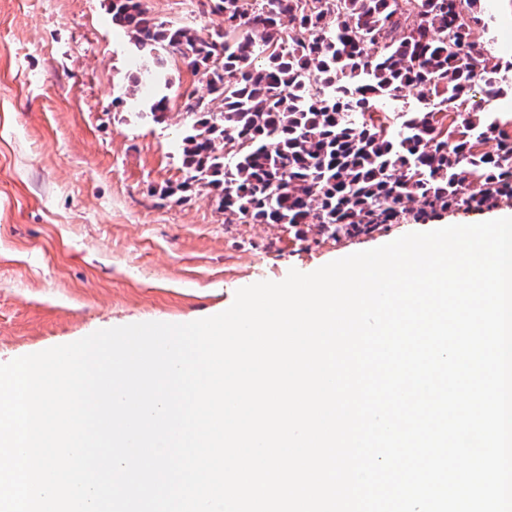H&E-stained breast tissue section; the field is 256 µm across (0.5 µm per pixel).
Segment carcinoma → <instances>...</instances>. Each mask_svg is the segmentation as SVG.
I'll use <instances>...</instances> for the list:
<instances>
[{"mask_svg": "<svg viewBox=\"0 0 512 512\" xmlns=\"http://www.w3.org/2000/svg\"><path fill=\"white\" fill-rule=\"evenodd\" d=\"M224 26L206 35L158 22L141 0H108L112 25L146 50L130 94L149 81L145 117L166 122L165 64L180 56L207 94L185 101L186 180L242 223L284 224L299 241L370 235L512 198V132L473 107L512 90V61L473 36L480 0H204ZM261 56L259 65L253 60ZM418 102L390 116L382 100ZM494 141L496 149L484 146Z\"/></svg>", "mask_w": 512, "mask_h": 512, "instance_id": "cac0c4a2", "label": "carcinoma"}]
</instances>
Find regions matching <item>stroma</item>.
I'll return each mask as SVG.
<instances>
[{
  "label": "stroma",
  "instance_id": "obj_1",
  "mask_svg": "<svg viewBox=\"0 0 512 512\" xmlns=\"http://www.w3.org/2000/svg\"><path fill=\"white\" fill-rule=\"evenodd\" d=\"M142 3L201 32L222 22L198 0ZM167 71L172 112L156 124L123 97L137 66L107 0H0L1 363L129 322L214 316L238 289L290 270L512 212L505 200L300 242L280 224L227 222L201 189L175 201L165 191L185 178L181 113L199 79L177 58Z\"/></svg>",
  "mask_w": 512,
  "mask_h": 512
}]
</instances>
